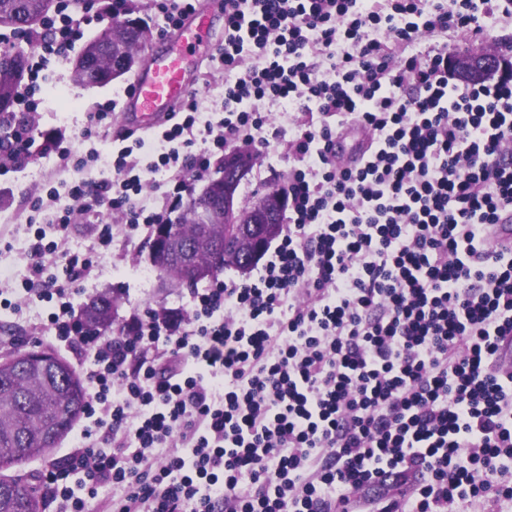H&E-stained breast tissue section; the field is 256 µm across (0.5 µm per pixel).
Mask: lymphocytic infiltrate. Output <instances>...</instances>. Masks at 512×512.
Wrapping results in <instances>:
<instances>
[{
    "label": "lymphocytic infiltrate",
    "mask_w": 512,
    "mask_h": 512,
    "mask_svg": "<svg viewBox=\"0 0 512 512\" xmlns=\"http://www.w3.org/2000/svg\"><path fill=\"white\" fill-rule=\"evenodd\" d=\"M221 115L136 137L110 177L28 199V274L0 307L47 304L40 322L85 373L78 443L45 473L57 512H336L385 471L413 479L380 512H456L512 501V244L486 242L512 211V79L455 82L432 39L484 35L512 0H222ZM84 32L57 0L14 100L37 111L50 60ZM281 108L272 126L269 107ZM374 131L362 166L335 164L336 131ZM287 139L286 232L256 277L190 292L183 319L145 311L87 331L71 298L130 231L164 219L147 191L180 196L213 151ZM203 149H196V141ZM76 209L57 208L60 197ZM100 226L68 248L74 210ZM49 213L53 233L36 220ZM60 256L67 276L46 272Z\"/></svg>",
    "instance_id": "f902f5d3"
}]
</instances>
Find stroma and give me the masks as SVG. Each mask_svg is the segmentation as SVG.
<instances>
[{"mask_svg": "<svg viewBox=\"0 0 512 512\" xmlns=\"http://www.w3.org/2000/svg\"><path fill=\"white\" fill-rule=\"evenodd\" d=\"M48 71L51 82L45 100L32 116L34 141L40 144L53 138L69 146L75 154H82L86 146L81 131L87 113L110 100L114 92L123 91L133 77L128 74L104 86L88 87L78 81L73 62L51 61ZM124 131L120 119H113L107 135L96 143L102 160L92 166L79 169L72 162L56 156L35 153L23 169L0 177V223L11 225L10 231L0 235V267L11 273L15 280H22L28 273L25 258L27 196L39 192L48 182L100 177L103 159L119 148L118 137ZM291 164L288 149L284 146L277 154L259 156L251 175L237 191L239 204L251 205L268 186H282ZM113 233L111 252L102 258L99 269L85 282L83 292L74 296V307H82L90 296L106 292L116 300V321L120 324L125 323L133 312L148 308L159 312L186 310L187 288L165 287L156 273L147 281L137 275L138 269L149 265L147 253L151 230L130 233L118 222Z\"/></svg>", "mask_w": 512, "mask_h": 512, "instance_id": "1", "label": "stroma"}]
</instances>
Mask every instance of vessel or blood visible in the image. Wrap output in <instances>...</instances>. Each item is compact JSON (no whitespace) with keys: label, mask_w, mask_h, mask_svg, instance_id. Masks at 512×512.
Masks as SVG:
<instances>
[{"label":"vessel or blood","mask_w":512,"mask_h":512,"mask_svg":"<svg viewBox=\"0 0 512 512\" xmlns=\"http://www.w3.org/2000/svg\"><path fill=\"white\" fill-rule=\"evenodd\" d=\"M220 0H205L184 19L164 49L148 53L126 94L122 122L138 126L140 117L150 122L167 119L195 86L206 55L212 54V18Z\"/></svg>","instance_id":"vessel-or-blood-1"}]
</instances>
